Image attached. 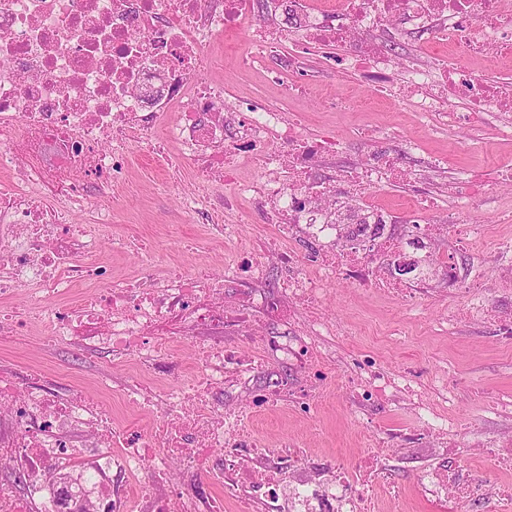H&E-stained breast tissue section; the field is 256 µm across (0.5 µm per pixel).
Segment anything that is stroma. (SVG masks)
Returning a JSON list of instances; mask_svg holds the SVG:
<instances>
[{
    "label": "stroma",
    "mask_w": 512,
    "mask_h": 512,
    "mask_svg": "<svg viewBox=\"0 0 512 512\" xmlns=\"http://www.w3.org/2000/svg\"><path fill=\"white\" fill-rule=\"evenodd\" d=\"M240 47L236 37L211 43L207 53L218 65L203 71V78L224 85L228 105L260 99L299 118L305 137L331 135L341 139L345 150L326 160L325 171L356 163L372 135L380 137L382 146L395 154L400 153L404 142H414L416 167L423 181L439 187L469 168L512 165V138L502 137L495 125L460 130L423 124L418 112L405 104L395 89L375 88L367 79L346 70L339 47H310L292 80L277 83L268 76L274 59L240 66L236 60ZM339 93L368 100L371 106L338 114L329 101ZM173 118L169 112L157 119L158 137L165 140ZM164 148L162 156L137 148L129 152L126 181L113 187L112 233L118 237L132 232L142 239L156 255L155 272L174 267L186 270L197 260L209 259L217 263L216 275H223L218 260L231 253L233 246L187 221L182 198L198 186L196 169L192 162L180 159L177 144L165 140ZM493 194L494 205L481 203L475 210L487 229L472 255L477 276L492 270L496 242L512 237V184H498ZM322 312L347 329L346 335L330 341L340 358L339 365L331 369L332 375L344 377L366 357L373 358L382 370L409 372L425 385L443 373L448 377L451 398L438 401V412L466 420L477 432L498 428V421L477 404L476 398L481 395L489 401H512V344L476 325L449 330L438 302L421 300L405 306L384 293L345 281L330 285L322 300ZM0 362L14 364L22 381L36 376L60 392L81 385L101 395L106 387H113L116 394L111 401L117 417L131 429L149 423L148 416L120 400L117 391L123 386V372L107 351L88 352L72 343L47 349L39 337L17 336L0 342ZM251 426L274 440H302L310 458L321 463L336 456L355 458L369 431L387 435L420 429L421 423L401 405L363 413L335 397L322 404L316 417L304 419L286 409L265 410L252 418ZM386 465L391 481L405 492L404 512H454L448 500L419 494V471L410 456L394 451Z\"/></svg>",
    "instance_id": "obj_1"
}]
</instances>
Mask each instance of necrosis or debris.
<instances>
[{"mask_svg":"<svg viewBox=\"0 0 512 512\" xmlns=\"http://www.w3.org/2000/svg\"><path fill=\"white\" fill-rule=\"evenodd\" d=\"M255 4L0 0V169L13 174L12 183L0 185V341L36 327L47 344L104 348L119 363L149 364L155 377L177 367L182 343L195 348L192 370L177 389L131 375L126 394L135 405L164 409L147 435L118 428L104 398L23 387L13 367L0 366V462L27 484L21 496L0 482V512H56L46 479L79 464L90 474L97 512H223L228 503L237 512H372L377 489L399 495L382 462L388 438H374L355 462L317 466L300 445L275 448L249 434L251 407H227L214 390L281 366L287 378L259 387L257 400L314 416L335 392L328 378L335 356L323 339L336 326L317 308L340 279L411 305L429 298L435 276H443L453 294L449 329L490 323L512 343V305L490 302L485 284L459 260L486 234L473 211L493 186L488 171L466 172L448 185L454 206L447 219L433 214L431 199L419 203L416 237L426 244L446 234L452 244L434 252V272L397 279L385 264L404 250L402 217L377 206L372 194L412 178V171L374 145L354 166L319 174L338 153V139L305 138L286 113L259 101L225 114L223 85L199 78L212 64L205 46L232 32L245 41L241 64L272 56L279 75L294 71L309 45L333 43L344 47L346 69L384 88L393 58L378 34L402 24L432 35V51L407 66V99L423 121L476 128L494 117L499 132L512 137V85L486 77L512 57V0H336L330 10L321 0H270L260 17ZM447 46L482 60L483 73L449 61ZM157 86L162 95L154 94ZM451 99L459 109L448 110ZM170 110L176 117L167 136L195 161L200 180L223 183L225 206L244 199L264 212L284 244L266 251L243 242L240 225L223 223L192 196L183 201L190 222L235 244L223 276L201 266L147 284L116 280L100 258L112 237V185L130 148L158 147L151 113ZM242 159L256 167L254 180L241 179ZM340 181L353 186V201L338 197ZM352 203L361 223L340 247L336 219ZM73 207L95 214L96 223H66ZM300 238L311 245L309 255L293 249ZM22 289L29 292L24 308L10 307ZM283 320L287 334L267 333L268 322ZM245 338L257 342L258 353L243 349ZM344 386L357 408L405 403L425 417V431L401 440L426 441L445 458L421 469L424 495L449 499L456 512L512 502V483L475 476L463 463L482 449L492 469L511 472L512 430L479 436L463 419L448 420L432 406L433 395L448 396L447 385L432 392L408 373L390 375L364 360ZM174 460L210 476L222 497L182 492L169 470ZM282 462L284 476L274 472Z\"/></svg>","mask_w":512,"mask_h":512,"instance_id":"1","label":"necrosis or debris"}]
</instances>
